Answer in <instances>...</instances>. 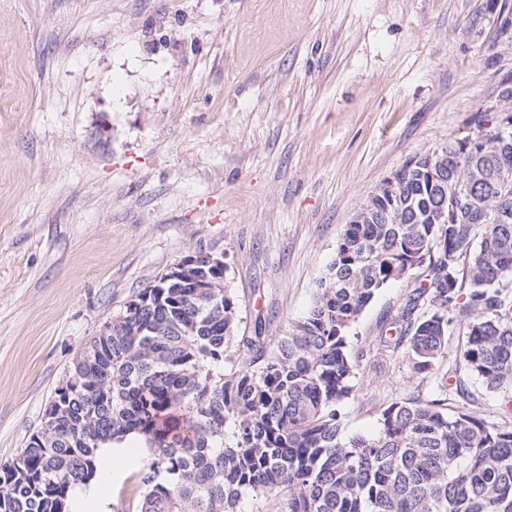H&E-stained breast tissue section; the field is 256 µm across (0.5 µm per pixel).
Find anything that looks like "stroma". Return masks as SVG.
Instances as JSON below:
<instances>
[{
    "instance_id": "1",
    "label": "stroma",
    "mask_w": 512,
    "mask_h": 512,
    "mask_svg": "<svg viewBox=\"0 0 512 512\" xmlns=\"http://www.w3.org/2000/svg\"><path fill=\"white\" fill-rule=\"evenodd\" d=\"M510 72L512 0H0V465L187 255L223 258L239 332L284 334L371 191ZM411 288L350 331L346 435L436 390L380 343Z\"/></svg>"
}]
</instances>
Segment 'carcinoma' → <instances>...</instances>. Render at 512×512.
Masks as SVG:
<instances>
[{"label":"carcinoma","mask_w":512,"mask_h":512,"mask_svg":"<svg viewBox=\"0 0 512 512\" xmlns=\"http://www.w3.org/2000/svg\"><path fill=\"white\" fill-rule=\"evenodd\" d=\"M498 98L475 134L407 158L344 225L313 304L282 336L237 334L224 279H160L112 320L62 403L32 435L28 474L0 468V512H64L101 443L135 433L146 465L135 512H512V422L490 423L440 374L432 399L381 411L372 435L346 436L338 410L357 364L350 330L375 295L413 280L391 322L428 374L464 321L463 369L512 389V115ZM236 347L247 358L236 363Z\"/></svg>","instance_id":"obj_1"}]
</instances>
